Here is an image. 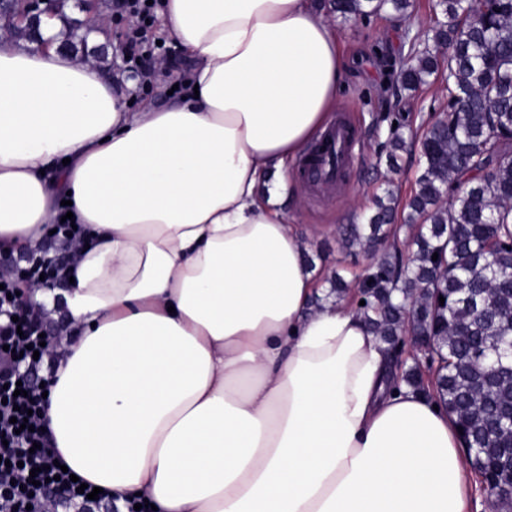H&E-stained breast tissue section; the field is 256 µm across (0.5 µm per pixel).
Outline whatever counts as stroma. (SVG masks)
<instances>
[{
  "instance_id": "1",
  "label": "stroma",
  "mask_w": 512,
  "mask_h": 512,
  "mask_svg": "<svg viewBox=\"0 0 512 512\" xmlns=\"http://www.w3.org/2000/svg\"><path fill=\"white\" fill-rule=\"evenodd\" d=\"M409 18L397 21L381 13L368 18L333 17L332 22L347 61L344 86L338 98V113L354 129L359 145L342 182L324 197L296 191L291 180L294 165H287V177L280 184L284 198H298V205L286 211L289 223L301 231L304 253L313 259V274L323 280L341 273L349 285H356L364 266L353 263L338 242L343 225L363 223L375 193L386 183L409 195L416 175L413 153L402 152L397 169L386 164L385 144L394 124L433 120L445 105L442 82L434 81L417 93L401 89L391 75V63L405 55L406 35H423L430 25L432 0H413Z\"/></svg>"
}]
</instances>
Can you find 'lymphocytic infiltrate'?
Wrapping results in <instances>:
<instances>
[{
	"instance_id": "lymphocytic-infiltrate-1",
	"label": "lymphocytic infiltrate",
	"mask_w": 512,
	"mask_h": 512,
	"mask_svg": "<svg viewBox=\"0 0 512 512\" xmlns=\"http://www.w3.org/2000/svg\"><path fill=\"white\" fill-rule=\"evenodd\" d=\"M157 5L150 0H112L113 15H136L140 24L125 36L123 50L131 62L140 64L141 85L153 87L154 74L144 69V60L156 55L158 47L150 43L145 31L158 18ZM72 227L69 222L56 226L54 234L43 236L34 247L21 253V279L0 289V512H24L26 506H38L48 492H66L69 502L84 505L88 499L80 494L69 474L55 462L61 454L51 432L45 431L44 413L48 404L41 388L42 367L53 366L54 356L33 355L45 331L42 317H19L17 293L23 282L65 281L74 261L66 253ZM23 395H16V388ZM28 421L29 427L17 430L16 421Z\"/></svg>"
}]
</instances>
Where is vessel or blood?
Segmentation results:
<instances>
[{
  "mask_svg": "<svg viewBox=\"0 0 512 512\" xmlns=\"http://www.w3.org/2000/svg\"><path fill=\"white\" fill-rule=\"evenodd\" d=\"M356 146L354 134L345 118H337L321 138L311 157L301 159L298 175L304 176L308 187L317 194L331 191L338 179V165L349 160Z\"/></svg>",
  "mask_w": 512,
  "mask_h": 512,
  "instance_id": "1",
  "label": "vessel or blood"
}]
</instances>
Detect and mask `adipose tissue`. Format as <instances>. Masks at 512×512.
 Instances as JSON below:
<instances>
[{
	"instance_id": "adipose-tissue-1",
	"label": "adipose tissue",
	"mask_w": 512,
	"mask_h": 512,
	"mask_svg": "<svg viewBox=\"0 0 512 512\" xmlns=\"http://www.w3.org/2000/svg\"><path fill=\"white\" fill-rule=\"evenodd\" d=\"M189 90L129 111L111 67L0 29V244L71 200L94 243L46 420L65 462L157 512H464L435 398L316 282L278 191L344 86L315 0H162Z\"/></svg>"
}]
</instances>
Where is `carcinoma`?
<instances>
[{
    "label": "carcinoma",
    "instance_id": "cac0c4a2",
    "mask_svg": "<svg viewBox=\"0 0 512 512\" xmlns=\"http://www.w3.org/2000/svg\"><path fill=\"white\" fill-rule=\"evenodd\" d=\"M411 0H330V11L355 18L389 11L406 17ZM426 39L414 37L392 64L398 86L416 92L435 76L445 84L446 111L424 131L398 125L386 145L390 167L407 145L419 147V169L397 223L398 196L374 198L366 224H348V250L381 255L357 285V311L386 351L407 333L433 338L425 370L401 363V381L437 397L460 433L474 473L495 486L512 485V457L492 460L487 448H512V366L488 369L485 352L512 338V0H435ZM84 22L69 21L64 47L85 49ZM437 260H432L433 254ZM327 299L342 300L348 285L328 279ZM445 298L439 302V298Z\"/></svg>",
    "mask_w": 512,
    "mask_h": 512
}]
</instances>
